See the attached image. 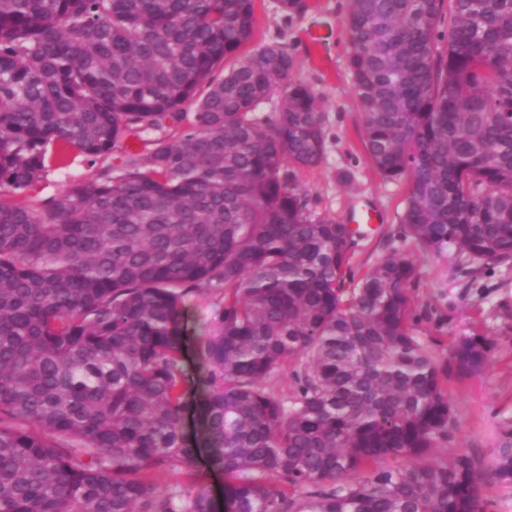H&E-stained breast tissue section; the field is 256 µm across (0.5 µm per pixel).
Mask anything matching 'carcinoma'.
<instances>
[{
    "label": "carcinoma",
    "instance_id": "obj_1",
    "mask_svg": "<svg viewBox=\"0 0 512 512\" xmlns=\"http://www.w3.org/2000/svg\"><path fill=\"white\" fill-rule=\"evenodd\" d=\"M254 22V0H0V512H178L155 475L195 459L192 405L224 512H483L485 473L512 482L511 432L486 467L437 456L448 375L491 346L421 342L411 253L353 279L356 231L290 183L324 158L321 100L287 44L240 55ZM344 26L365 150L408 185L400 237L469 277L512 264V0H349ZM169 119L39 209L1 198ZM224 290L209 289L189 297L185 301L186 326L190 336L203 333L204 323L210 317L216 303L222 302Z\"/></svg>",
    "mask_w": 512,
    "mask_h": 512
}]
</instances>
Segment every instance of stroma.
<instances>
[{"instance_id":"1","label":"stroma","mask_w":512,"mask_h":512,"mask_svg":"<svg viewBox=\"0 0 512 512\" xmlns=\"http://www.w3.org/2000/svg\"><path fill=\"white\" fill-rule=\"evenodd\" d=\"M304 11L284 15L278 0H255L252 43H286L297 60L294 80L311 86L324 106L325 155L314 168L296 171L293 183L307 194L313 210L339 221L363 206H371L381 220L373 233L359 241L352 259L356 275H363L390 247L413 251L411 240L399 238L398 216L407 186L383 179L370 161L361 136L362 113L348 69V44L343 21L348 0H306ZM180 125L166 123L125 138L113 153L89 161L71 154L66 167L49 171L20 204L31 207L56 195L67 184L96 177L115 164L124 150L147 152L151 140L174 136ZM421 278L412 290L417 334L439 358H447L456 339L472 333L491 346L485 372L467 379L449 378L447 390L457 404V423L443 457L460 453L490 461L505 430L512 429V267L487 271L478 281L461 277L452 263L417 255ZM163 486L181 488L180 512H194L200 497L221 502L226 478L211 469L205 456L161 473Z\"/></svg>"}]
</instances>
